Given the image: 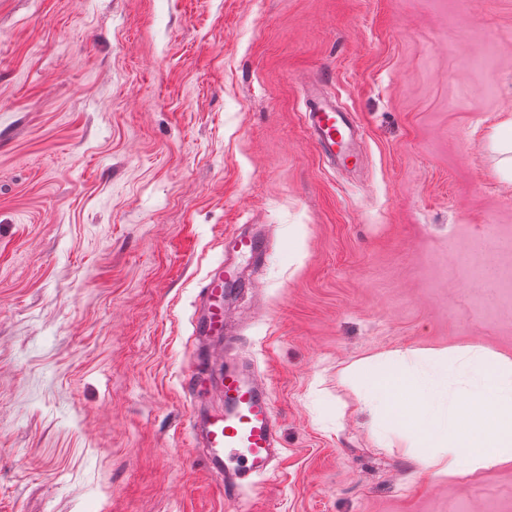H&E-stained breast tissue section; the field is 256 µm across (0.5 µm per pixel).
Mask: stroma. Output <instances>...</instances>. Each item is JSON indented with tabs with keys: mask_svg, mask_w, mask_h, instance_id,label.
<instances>
[{
	"mask_svg": "<svg viewBox=\"0 0 512 512\" xmlns=\"http://www.w3.org/2000/svg\"><path fill=\"white\" fill-rule=\"evenodd\" d=\"M357 161L310 143L312 98ZM512 0H0V512H512V467L380 447L351 363L512 356ZM279 427L239 503L192 448L184 375L224 237ZM234 239V247L236 252L253 265H260L266 255V247L261 237L242 231L231 236Z\"/></svg>",
	"mask_w": 512,
	"mask_h": 512,
	"instance_id": "stroma-1",
	"label": "stroma"
}]
</instances>
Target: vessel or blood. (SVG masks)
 I'll use <instances>...</instances> for the list:
<instances>
[{"label": "vessel or blood", "instance_id": "b4317fda", "mask_svg": "<svg viewBox=\"0 0 512 512\" xmlns=\"http://www.w3.org/2000/svg\"><path fill=\"white\" fill-rule=\"evenodd\" d=\"M305 119L308 137L322 153L332 154L337 147L348 146L353 136L352 121L335 106L315 104ZM234 246L236 256L225 257L200 283L198 296L203 313L192 323L196 336L228 335L226 298L252 286L236 259L242 256L258 265L265 258L261 237L240 231L234 236ZM219 385L221 405L204 415L191 414L190 425L205 469L223 482L224 493L231 498L270 469L278 451V425L268 387L257 374L228 362L221 370Z\"/></svg>", "mask_w": 512, "mask_h": 512}]
</instances>
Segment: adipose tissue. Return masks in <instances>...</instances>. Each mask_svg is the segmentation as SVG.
<instances>
[{
  "mask_svg": "<svg viewBox=\"0 0 512 512\" xmlns=\"http://www.w3.org/2000/svg\"><path fill=\"white\" fill-rule=\"evenodd\" d=\"M441 369L424 352L370 357L346 368L365 387L363 406L379 444L400 432L412 461L441 477H473L512 465V357L478 345L448 347ZM456 381L463 398L448 397Z\"/></svg>",
  "mask_w": 512,
  "mask_h": 512,
  "instance_id": "ef3b65f1",
  "label": "adipose tissue"
}]
</instances>
